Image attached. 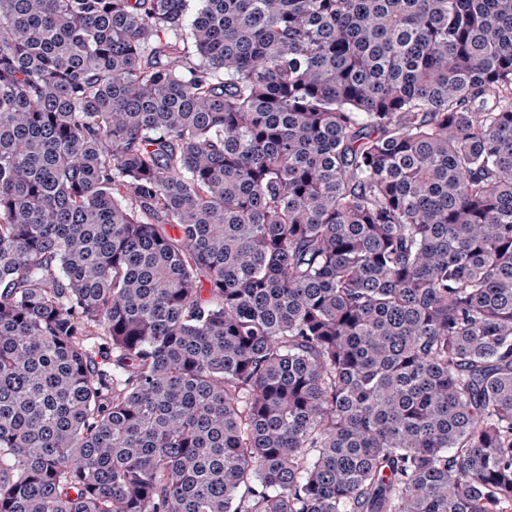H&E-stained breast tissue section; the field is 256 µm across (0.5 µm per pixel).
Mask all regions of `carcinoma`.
I'll use <instances>...</instances> for the list:
<instances>
[{"mask_svg":"<svg viewBox=\"0 0 512 512\" xmlns=\"http://www.w3.org/2000/svg\"><path fill=\"white\" fill-rule=\"evenodd\" d=\"M0 0V512H512V0Z\"/></svg>","mask_w":512,"mask_h":512,"instance_id":"1","label":"carcinoma"}]
</instances>
